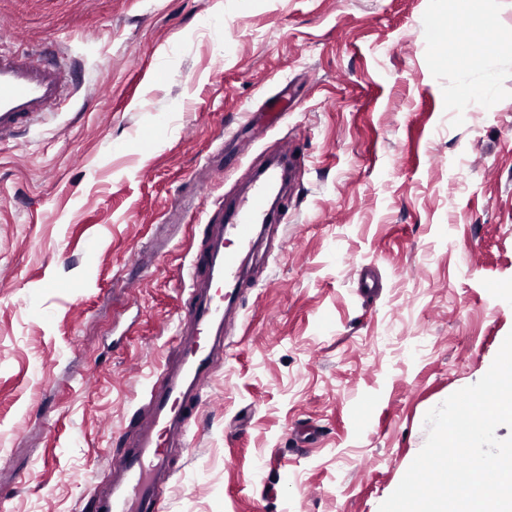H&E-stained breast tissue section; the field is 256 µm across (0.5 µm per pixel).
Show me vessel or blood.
Wrapping results in <instances>:
<instances>
[{"label":"vessel or blood","mask_w":512,"mask_h":512,"mask_svg":"<svg viewBox=\"0 0 512 512\" xmlns=\"http://www.w3.org/2000/svg\"><path fill=\"white\" fill-rule=\"evenodd\" d=\"M10 43L9 34L1 32L0 142L41 123L69 90L59 63L34 49L10 50ZM296 165L292 155L284 165H266L245 193L220 203L216 223L190 263L188 298L176 329V363L153 373L144 403L130 417L129 445L94 464L96 470L119 475L96 512H164L160 479L171 469L170 436L187 431L203 378L224 358V331L240 310L243 261L253 253L260 227L276 216V182L284 180L285 167Z\"/></svg>","instance_id":"vessel-or-blood-1"}]
</instances>
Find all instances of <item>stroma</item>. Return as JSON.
I'll list each match as a JSON object with an SVG mask.
<instances>
[{
  "instance_id": "1",
  "label": "stroma",
  "mask_w": 512,
  "mask_h": 512,
  "mask_svg": "<svg viewBox=\"0 0 512 512\" xmlns=\"http://www.w3.org/2000/svg\"><path fill=\"white\" fill-rule=\"evenodd\" d=\"M456 0H0L58 40L70 97L0 144V505L95 512L91 463L176 354L216 205L304 153L241 320L172 459L169 512H379L424 417L512 332V0L459 111L432 24ZM288 89L273 127L263 101ZM377 295L358 291L362 269ZM314 425V447L295 430Z\"/></svg>"
}]
</instances>
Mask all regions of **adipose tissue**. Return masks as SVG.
I'll use <instances>...</instances> for the list:
<instances>
[{
  "label": "adipose tissue",
  "mask_w": 512,
  "mask_h": 512,
  "mask_svg": "<svg viewBox=\"0 0 512 512\" xmlns=\"http://www.w3.org/2000/svg\"><path fill=\"white\" fill-rule=\"evenodd\" d=\"M449 31L452 38L464 48L462 55L449 58V67L460 69L468 75L475 72L489 74L496 59L497 30L494 20L486 18L476 23L462 14L452 22Z\"/></svg>",
  "instance_id": "obj_1"
}]
</instances>
